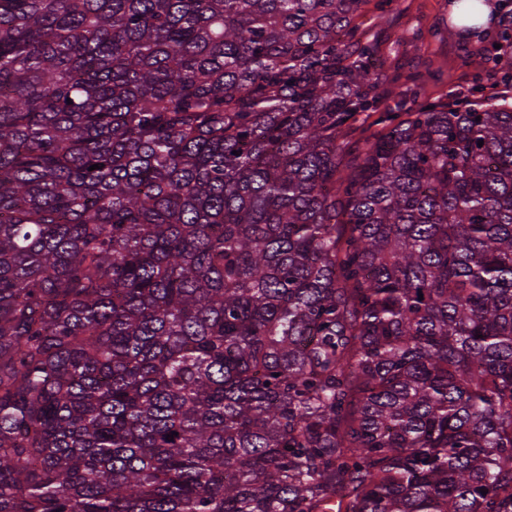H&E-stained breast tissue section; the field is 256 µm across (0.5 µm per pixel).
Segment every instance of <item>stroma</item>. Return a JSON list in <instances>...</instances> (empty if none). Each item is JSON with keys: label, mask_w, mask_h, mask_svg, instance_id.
<instances>
[{"label": "stroma", "mask_w": 512, "mask_h": 512, "mask_svg": "<svg viewBox=\"0 0 512 512\" xmlns=\"http://www.w3.org/2000/svg\"><path fill=\"white\" fill-rule=\"evenodd\" d=\"M453 7L454 0H393L383 15L365 6L358 22L375 46L382 70L399 76L381 86L382 107L463 104L472 100L471 90L478 83L499 87L502 95L512 97V87L499 85L487 62L499 20L486 22L484 35H471L452 23ZM411 75L420 78L414 97L407 92Z\"/></svg>", "instance_id": "1"}]
</instances>
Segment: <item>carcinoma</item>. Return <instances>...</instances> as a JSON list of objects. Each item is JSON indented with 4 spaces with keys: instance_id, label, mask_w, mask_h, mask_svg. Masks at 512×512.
<instances>
[{
    "instance_id": "carcinoma-1",
    "label": "carcinoma",
    "mask_w": 512,
    "mask_h": 512,
    "mask_svg": "<svg viewBox=\"0 0 512 512\" xmlns=\"http://www.w3.org/2000/svg\"><path fill=\"white\" fill-rule=\"evenodd\" d=\"M369 2L0 0V512H512V102L345 171Z\"/></svg>"
}]
</instances>
